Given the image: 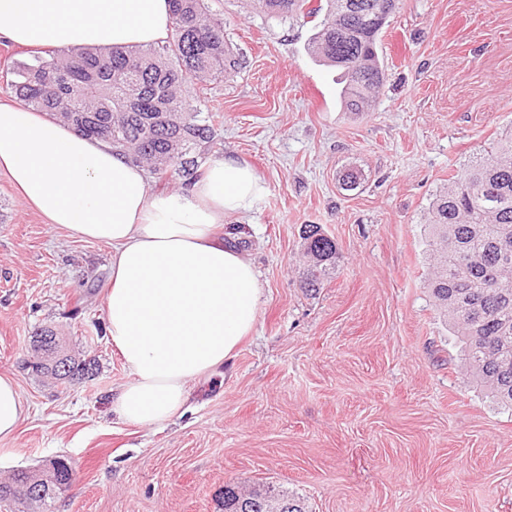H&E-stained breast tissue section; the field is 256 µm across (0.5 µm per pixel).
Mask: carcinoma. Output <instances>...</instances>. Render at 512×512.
Listing matches in <instances>:
<instances>
[{"mask_svg": "<svg viewBox=\"0 0 512 512\" xmlns=\"http://www.w3.org/2000/svg\"><path fill=\"white\" fill-rule=\"evenodd\" d=\"M172 33L160 45L119 49L54 48L17 62L7 87L20 103L103 140L136 164L171 173L188 185L199 179L201 155L216 137L215 116L198 108L197 90L232 76L238 61L224 39V20L208 0H169ZM270 18L293 14L317 20L307 43L319 63L337 70L346 112H369L383 85L377 14L398 0H247ZM427 233L434 261L428 288L470 382L492 403L512 411V133L493 153L457 175L429 205ZM307 257L305 286L318 288L334 268L338 248L318 224L300 231ZM71 382L97 373V364L71 355ZM0 483V503L19 507L12 486ZM266 497L288 500V512H307L300 498L262 486L241 493L224 487V512Z\"/></svg>", "mask_w": 512, "mask_h": 512, "instance_id": "carcinoma-1", "label": "carcinoma"}]
</instances>
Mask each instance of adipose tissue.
Here are the masks:
<instances>
[{"instance_id": "ef3b65f1", "label": "adipose tissue", "mask_w": 512, "mask_h": 512, "mask_svg": "<svg viewBox=\"0 0 512 512\" xmlns=\"http://www.w3.org/2000/svg\"><path fill=\"white\" fill-rule=\"evenodd\" d=\"M171 31L168 0H0V37L34 50L157 44ZM0 172L48 223L112 248L106 329L131 376L114 413L140 428L179 415L192 382L223 366L257 321L258 272L214 229L264 195L262 176L223 155L191 186L154 194L122 152L16 102H0ZM28 414L13 376L0 374V441Z\"/></svg>"}]
</instances>
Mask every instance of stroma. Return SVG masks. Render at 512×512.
<instances>
[{
    "label": "stroma",
    "instance_id": "obj_1",
    "mask_svg": "<svg viewBox=\"0 0 512 512\" xmlns=\"http://www.w3.org/2000/svg\"><path fill=\"white\" fill-rule=\"evenodd\" d=\"M209 2L240 60L200 93L219 116L210 154L246 160L267 188L227 220L251 241L257 322L183 415L120 422L112 394L131 376L105 325L112 249L46 223L0 173V374L32 407L0 441V477L69 460L53 512H220L228 484L288 490L308 512H512V414L456 357L422 229L434 194L512 131V0H399L379 36L384 84L358 114L307 54L306 18ZM305 224L338 244L315 290ZM45 325L97 375L57 384L26 368Z\"/></svg>",
    "mask_w": 512,
    "mask_h": 512
}]
</instances>
